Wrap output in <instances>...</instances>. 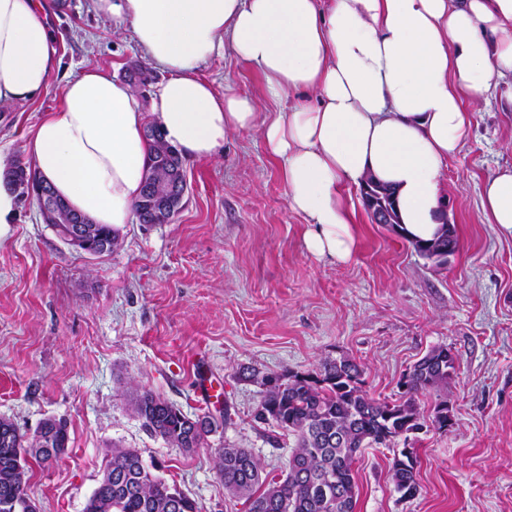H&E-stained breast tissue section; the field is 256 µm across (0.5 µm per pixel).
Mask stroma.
<instances>
[{
  "label": "stroma",
  "mask_w": 512,
  "mask_h": 512,
  "mask_svg": "<svg viewBox=\"0 0 512 512\" xmlns=\"http://www.w3.org/2000/svg\"><path fill=\"white\" fill-rule=\"evenodd\" d=\"M49 21L61 70L30 102L0 106L4 164L29 162L35 126L61 101L62 73L93 68L122 79L147 61L130 25L96 15L91 0H69ZM198 74L217 91L252 96L263 116L292 104L267 98L259 74L229 53L201 62ZM466 107L469 137L441 178L459 250L441 266L372 223L355 185L354 254H311L259 125L227 136L211 159L185 161L179 212L166 224L119 226L120 246L107 255L67 245L34 201L19 199L15 223L0 227V416L29 434L60 418L70 436L60 460L29 464L37 512H83L116 442L158 464L200 512H249L225 494L211 455L248 448L267 478L285 470L294 439L257 419L260 376L310 373L347 356L362 366L370 397L398 404L409 398L411 367L437 346L454 355L456 372L447 387L412 397L428 429L363 450L355 512H512V238L481 204L486 179L512 165V112L493 91L470 95ZM199 356L222 384L208 407L194 391ZM143 390L223 426L197 453L168 447L131 411ZM443 400L454 421L446 431L431 425ZM405 447L416 454L409 499L390 478Z\"/></svg>",
  "instance_id": "obj_1"
}]
</instances>
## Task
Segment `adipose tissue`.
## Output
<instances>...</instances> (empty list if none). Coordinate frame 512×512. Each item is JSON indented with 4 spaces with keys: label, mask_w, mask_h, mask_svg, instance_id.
<instances>
[{
    "label": "adipose tissue",
    "mask_w": 512,
    "mask_h": 512,
    "mask_svg": "<svg viewBox=\"0 0 512 512\" xmlns=\"http://www.w3.org/2000/svg\"><path fill=\"white\" fill-rule=\"evenodd\" d=\"M128 22L139 49L167 74L142 111L130 85L88 69L28 151L40 175L94 223L128 222L145 176L153 115L168 143L212 157L233 132L262 124L281 164L288 206L304 217L310 253L349 260L356 234L343 188L372 178L396 190L405 234L441 226V174L472 118L466 96L512 91V0H93ZM232 52L288 112L259 117L251 97L220 94L200 62ZM61 60L42 0H0V105L42 91ZM489 223L512 237V167L483 187Z\"/></svg>",
    "instance_id": "adipose-tissue-1"
}]
</instances>
